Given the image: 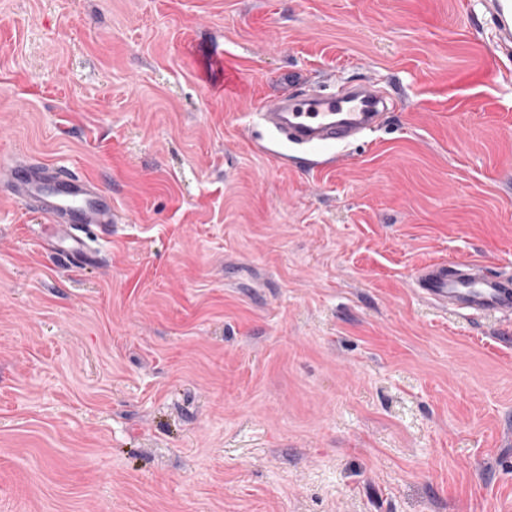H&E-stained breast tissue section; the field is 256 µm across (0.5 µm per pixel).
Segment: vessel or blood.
Segmentation results:
<instances>
[{
	"label": "vessel or blood",
	"instance_id": "1",
	"mask_svg": "<svg viewBox=\"0 0 512 512\" xmlns=\"http://www.w3.org/2000/svg\"><path fill=\"white\" fill-rule=\"evenodd\" d=\"M481 6L497 50L511 56L512 0H482ZM387 109L378 89L355 85L337 93L286 92L261 105L257 115L276 140L309 149L350 143L376 128ZM5 171L12 197L46 220L59 257L77 267L93 263L95 254L77 230L93 225L111 231L117 220L111 194L77 171L26 153L12 156ZM415 283L419 294L441 308L512 316V277L493 274L482 262L432 263L417 271Z\"/></svg>",
	"mask_w": 512,
	"mask_h": 512
}]
</instances>
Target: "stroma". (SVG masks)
<instances>
[{"mask_svg": "<svg viewBox=\"0 0 512 512\" xmlns=\"http://www.w3.org/2000/svg\"><path fill=\"white\" fill-rule=\"evenodd\" d=\"M372 81L346 147L256 109ZM111 192L72 268L0 191V512H512V61L459 0H0V165ZM332 163H325V156ZM419 294L443 309L512 316V277L474 260L436 262L416 272Z\"/></svg>", "mask_w": 512, "mask_h": 512, "instance_id": "stroma-1", "label": "stroma"}]
</instances>
